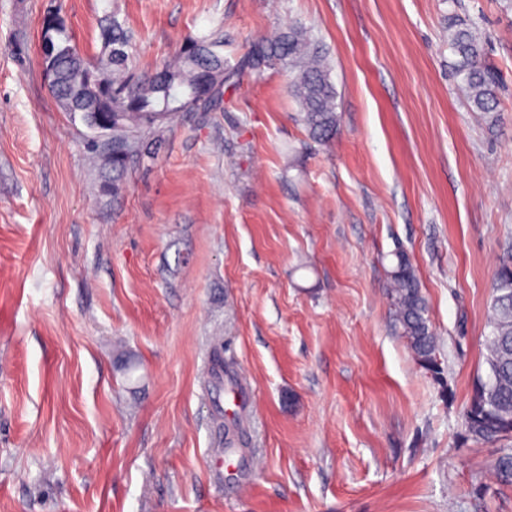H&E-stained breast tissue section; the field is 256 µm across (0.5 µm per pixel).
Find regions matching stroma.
<instances>
[{
    "label": "stroma",
    "instance_id": "1",
    "mask_svg": "<svg viewBox=\"0 0 512 512\" xmlns=\"http://www.w3.org/2000/svg\"><path fill=\"white\" fill-rule=\"evenodd\" d=\"M55 10L94 61L114 16L139 71L220 32L238 74L113 192L109 136L50 91ZM455 19L488 35L495 126L452 69ZM291 25L336 87L325 143L292 73L242 66ZM399 248L437 377L393 328ZM510 253L512 0H0V512H512L463 424Z\"/></svg>",
    "mask_w": 512,
    "mask_h": 512
}]
</instances>
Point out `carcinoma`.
Masks as SVG:
<instances>
[{
    "instance_id": "1",
    "label": "carcinoma",
    "mask_w": 512,
    "mask_h": 512,
    "mask_svg": "<svg viewBox=\"0 0 512 512\" xmlns=\"http://www.w3.org/2000/svg\"><path fill=\"white\" fill-rule=\"evenodd\" d=\"M109 49L107 73L95 66L73 43L60 12L47 13L42 22L41 51L53 68L50 87L66 112H81L86 120L96 113H112V194H117L133 157H149L157 150L152 130L178 112H195L223 96L233 73L224 67L216 49L224 46L221 33L188 41L180 55L153 74L141 75L132 65V34L117 20L102 27ZM448 41L457 56L453 64L469 106L497 122L501 83L486 62L487 36L475 22L453 24ZM282 65L295 73L290 84L310 137L327 142L336 135L340 116L336 88L322 50L301 27L264 36L253 42L243 66L257 72ZM389 273V297L395 328L407 340L418 363L439 375L437 338L428 319V305L407 254L394 253ZM486 336V376H478L464 412L465 431L476 441L501 444L494 461L500 482L512 484V254L502 258L495 272Z\"/></svg>"
}]
</instances>
